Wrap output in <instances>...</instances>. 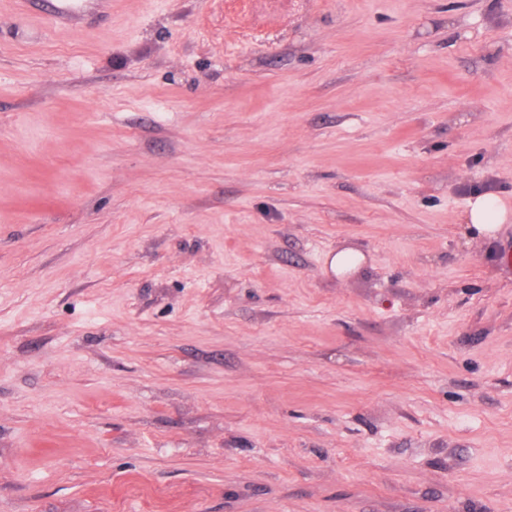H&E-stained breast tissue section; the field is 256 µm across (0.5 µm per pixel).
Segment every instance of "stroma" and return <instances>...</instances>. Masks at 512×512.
I'll use <instances>...</instances> for the list:
<instances>
[{
	"label": "stroma",
	"instance_id": "1",
	"mask_svg": "<svg viewBox=\"0 0 512 512\" xmlns=\"http://www.w3.org/2000/svg\"><path fill=\"white\" fill-rule=\"evenodd\" d=\"M508 248L512 0H0V512H512ZM48 19L55 26H73L82 12V6H77L71 0H48ZM506 219V211L500 208L494 199L481 195L471 202L465 218L467 224H472L478 233L488 234H491L497 224L504 223Z\"/></svg>",
	"mask_w": 512,
	"mask_h": 512
}]
</instances>
